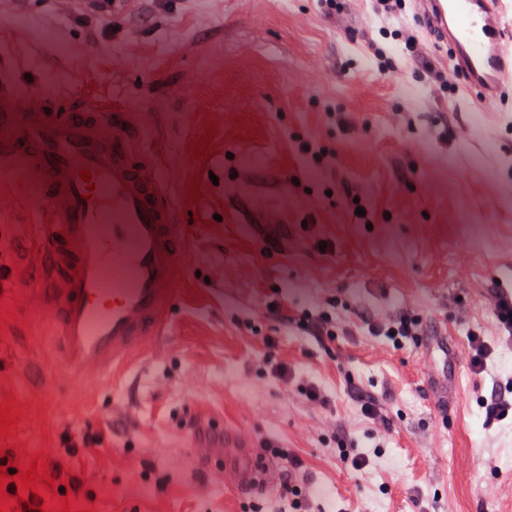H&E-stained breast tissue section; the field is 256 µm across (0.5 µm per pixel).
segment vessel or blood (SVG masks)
<instances>
[{
	"mask_svg": "<svg viewBox=\"0 0 512 512\" xmlns=\"http://www.w3.org/2000/svg\"><path fill=\"white\" fill-rule=\"evenodd\" d=\"M504 2L420 0L467 89L491 105L512 82ZM138 131L128 107L69 94L33 109L17 82L0 79V164L38 177L37 285L55 356L79 385L108 382L165 334L184 265L173 199Z\"/></svg>",
	"mask_w": 512,
	"mask_h": 512,
	"instance_id": "vessel-or-blood-1",
	"label": "vessel or blood"
}]
</instances>
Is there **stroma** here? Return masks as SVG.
Returning a JSON list of instances; mask_svg holds the SVG:
<instances>
[{
	"label": "stroma",
	"mask_w": 512,
	"mask_h": 512,
	"mask_svg": "<svg viewBox=\"0 0 512 512\" xmlns=\"http://www.w3.org/2000/svg\"><path fill=\"white\" fill-rule=\"evenodd\" d=\"M397 6L387 22L377 0H0L14 79L135 109L186 214L165 336L116 383L73 390L30 287L34 177L0 172V270L17 281L0 293V404L14 397L21 416L6 445L46 453L50 512L65 494L73 512H292L287 453L317 512H512V417L487 423L483 407L512 393L497 310L512 277V86L484 107L449 78L414 0ZM207 136L202 163L189 141ZM398 314L422 334L396 349L369 326ZM476 335L493 350L479 374ZM280 364L291 377L275 378ZM353 386L384 420L364 417ZM228 430L266 462L259 485L226 474ZM74 431L105 440L71 454ZM342 448L369 465L349 476Z\"/></svg>",
	"instance_id": "1"
}]
</instances>
